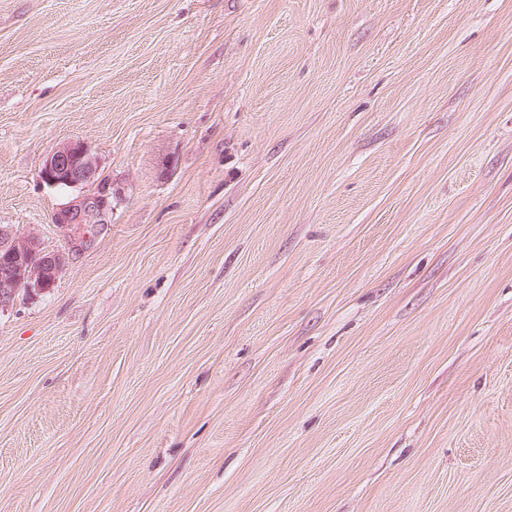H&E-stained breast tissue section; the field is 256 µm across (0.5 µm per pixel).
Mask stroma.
<instances>
[{
  "instance_id": "stroma-1",
  "label": "stroma",
  "mask_w": 512,
  "mask_h": 512,
  "mask_svg": "<svg viewBox=\"0 0 512 512\" xmlns=\"http://www.w3.org/2000/svg\"><path fill=\"white\" fill-rule=\"evenodd\" d=\"M0 229V512H512V0H0ZM96 160L90 150L80 142L62 143L48 155L41 168L42 181L52 187H75L94 178ZM63 178V179H61ZM110 214H112V188L102 185L96 194L83 197L74 204V207L57 213L55 222L67 234H72L73 239H70L72 244L79 243L82 246L91 242L89 233L83 232L81 235V232L76 231L97 224H105L106 217ZM93 221H97L96 224H93ZM76 234H78L77 238ZM2 245L7 248L6 263L0 272V312L8 310L14 304L16 294L23 288L30 291L44 292L53 288L66 266L63 253L40 254L38 238L33 234L6 237L1 232ZM45 255V256H43ZM44 265L53 272L55 280L44 277Z\"/></svg>"
}]
</instances>
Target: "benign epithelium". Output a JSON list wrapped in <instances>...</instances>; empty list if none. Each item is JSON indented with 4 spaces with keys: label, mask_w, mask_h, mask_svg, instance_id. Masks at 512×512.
Here are the masks:
<instances>
[{
    "label": "benign epithelium",
    "mask_w": 512,
    "mask_h": 512,
    "mask_svg": "<svg viewBox=\"0 0 512 512\" xmlns=\"http://www.w3.org/2000/svg\"><path fill=\"white\" fill-rule=\"evenodd\" d=\"M96 160L90 150L80 142L68 141L48 155L41 168L42 181L52 187L62 183L75 187L94 178ZM112 214V188L103 185L97 193L86 196L73 207L57 213L55 222L64 231L71 233L105 223ZM0 246L8 250L6 263L0 268V312L14 304L16 294L23 288L44 292L54 287L55 281L44 277V267L59 277L65 266V255L53 252L42 255L38 252V238L33 234L16 235L0 239Z\"/></svg>",
    "instance_id": "7a95c632"
}]
</instances>
